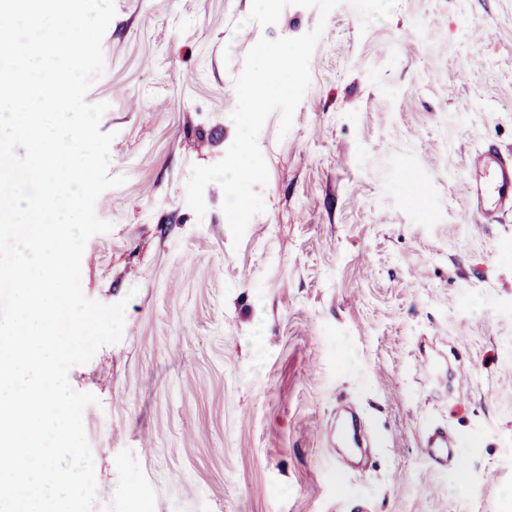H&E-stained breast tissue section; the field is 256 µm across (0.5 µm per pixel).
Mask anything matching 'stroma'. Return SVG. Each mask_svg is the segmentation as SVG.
I'll use <instances>...</instances> for the list:
<instances>
[{
  "instance_id": "stroma-1",
  "label": "stroma",
  "mask_w": 512,
  "mask_h": 512,
  "mask_svg": "<svg viewBox=\"0 0 512 512\" xmlns=\"http://www.w3.org/2000/svg\"><path fill=\"white\" fill-rule=\"evenodd\" d=\"M115 7L86 99L109 105L125 182L96 202L113 228L81 288L129 304L121 341L68 374L99 399L93 512H512V212L463 221L469 154L512 150V0H398L365 30L342 0L291 130L275 111L260 132L265 210L237 246L219 185L188 206L190 170L234 140L250 48L318 10L262 27L251 0ZM347 403L371 450L341 472L324 433ZM431 425L465 473L430 466Z\"/></svg>"
}]
</instances>
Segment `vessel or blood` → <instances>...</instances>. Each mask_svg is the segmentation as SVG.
<instances>
[{"label":"vessel or blood","mask_w":512,"mask_h":512,"mask_svg":"<svg viewBox=\"0 0 512 512\" xmlns=\"http://www.w3.org/2000/svg\"><path fill=\"white\" fill-rule=\"evenodd\" d=\"M468 211L479 223H499L512 211V151H477L467 159ZM458 438L448 429H430L422 442L423 454L437 468H455L464 461Z\"/></svg>","instance_id":"1"}]
</instances>
